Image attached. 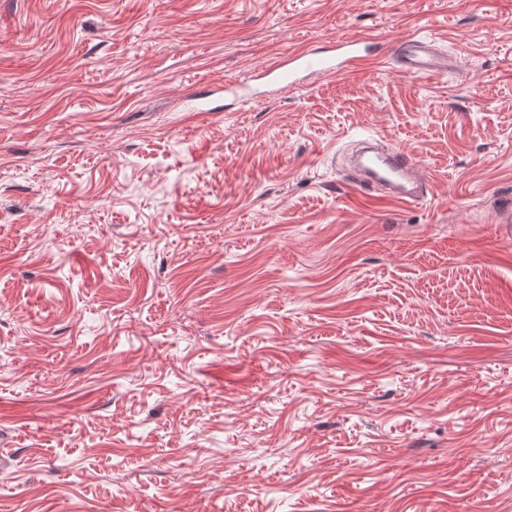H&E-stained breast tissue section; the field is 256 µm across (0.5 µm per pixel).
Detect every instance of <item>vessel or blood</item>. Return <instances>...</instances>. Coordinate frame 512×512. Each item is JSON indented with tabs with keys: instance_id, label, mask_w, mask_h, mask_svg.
<instances>
[{
	"instance_id": "1",
	"label": "vessel or blood",
	"mask_w": 512,
	"mask_h": 512,
	"mask_svg": "<svg viewBox=\"0 0 512 512\" xmlns=\"http://www.w3.org/2000/svg\"><path fill=\"white\" fill-rule=\"evenodd\" d=\"M383 54L379 37H356L340 41L327 51H295L286 60L271 64L263 75L278 87L287 88L313 75L350 74L362 65L379 61ZM395 55L401 72L416 78L436 76L452 66L451 61L434 51L430 41L415 36L400 41ZM356 164L359 172L352 180L355 187L368 193L385 187L393 198L403 202H415L431 183L421 160L399 149L360 154Z\"/></svg>"
}]
</instances>
